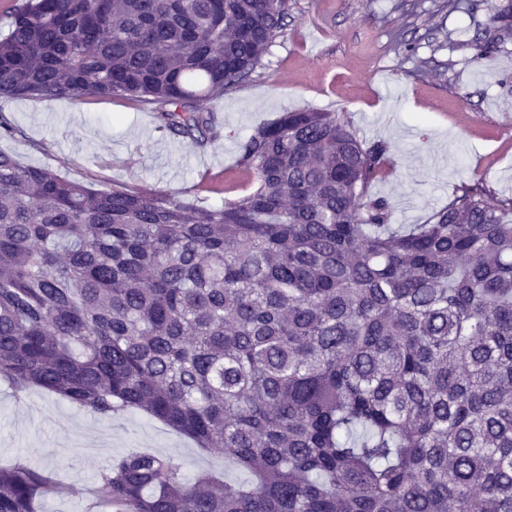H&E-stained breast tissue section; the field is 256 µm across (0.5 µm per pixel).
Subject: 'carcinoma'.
I'll return each mask as SVG.
<instances>
[{
    "instance_id": "1",
    "label": "carcinoma",
    "mask_w": 512,
    "mask_h": 512,
    "mask_svg": "<svg viewBox=\"0 0 512 512\" xmlns=\"http://www.w3.org/2000/svg\"><path fill=\"white\" fill-rule=\"evenodd\" d=\"M289 0H24L0 98H125L192 145ZM512 35V8L492 16ZM386 147L340 112L239 144L222 207L97 190L0 151V380L99 418L144 411L245 475L132 449L114 512H512V201L476 184L393 229ZM0 469V512L53 493Z\"/></svg>"
}]
</instances>
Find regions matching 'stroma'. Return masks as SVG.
<instances>
[{
    "label": "stroma",
    "instance_id": "35a3bbf8",
    "mask_svg": "<svg viewBox=\"0 0 512 512\" xmlns=\"http://www.w3.org/2000/svg\"><path fill=\"white\" fill-rule=\"evenodd\" d=\"M290 0L288 27L251 77L204 102L219 134L187 144L146 122L124 99H0L16 128L0 150L100 190L127 185L190 206L225 197L198 191L201 177L237 170L254 129L299 110L341 112L366 145L387 148L388 173L368 195L385 199L390 224H425L462 187L512 199V39L482 56L473 39L507 0ZM170 456L186 476L235 469L218 450L140 412L105 420L39 390L0 383V467L32 466L56 493L37 512H103L101 476L129 449Z\"/></svg>",
    "mask_w": 512,
    "mask_h": 512
}]
</instances>
